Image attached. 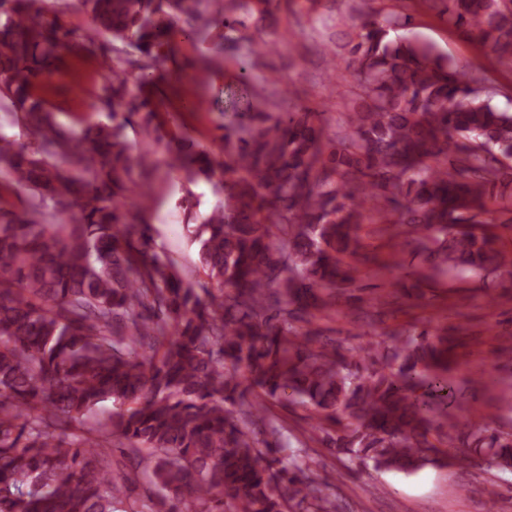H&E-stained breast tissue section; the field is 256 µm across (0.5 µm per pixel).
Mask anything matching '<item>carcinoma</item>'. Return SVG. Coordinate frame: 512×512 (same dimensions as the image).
<instances>
[{
  "instance_id": "1",
  "label": "carcinoma",
  "mask_w": 512,
  "mask_h": 512,
  "mask_svg": "<svg viewBox=\"0 0 512 512\" xmlns=\"http://www.w3.org/2000/svg\"><path fill=\"white\" fill-rule=\"evenodd\" d=\"M470 42L512 71V0H431ZM0 0V512H339L327 483L305 474L313 445L376 471L412 473L455 441L512 470V431L485 422L461 434L429 425L454 401L445 335L412 329L344 354L299 323L349 305L356 230L379 215L423 257L422 280L472 272L512 278L496 224H512V113L471 66L433 45L391 36L410 17H358L346 34L349 96L338 131L303 107L272 112L243 80L224 127V161L165 139L148 107L149 70L179 35L245 22L226 0H54L86 17L78 34ZM275 0L245 11L273 17ZM108 121L75 130L44 96L41 63L93 55ZM140 73L127 75V55ZM135 125L141 151L122 135ZM185 185L221 181L209 213L185 190L180 207L198 272L156 250V154ZM305 407L303 454H277L282 427L258 433L267 403ZM110 401L120 410L89 419Z\"/></svg>"
}]
</instances>
